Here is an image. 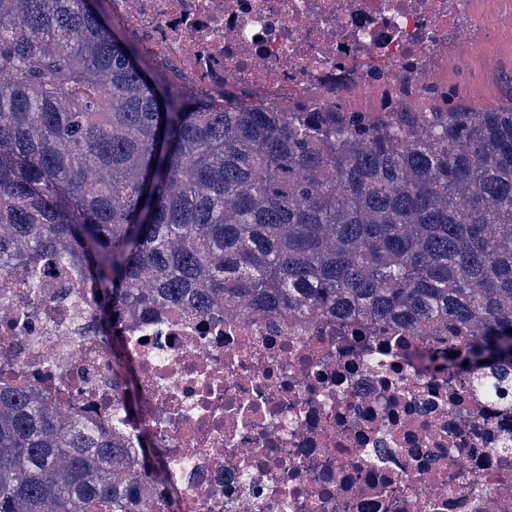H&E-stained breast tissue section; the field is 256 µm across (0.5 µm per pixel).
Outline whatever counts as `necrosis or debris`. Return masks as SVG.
<instances>
[{
    "mask_svg": "<svg viewBox=\"0 0 512 512\" xmlns=\"http://www.w3.org/2000/svg\"><path fill=\"white\" fill-rule=\"evenodd\" d=\"M474 0H109L154 59L188 67L223 103L225 86L321 106L391 95L421 110L449 43L479 55ZM74 267L38 262L0 276L6 382L92 429L115 422L116 365ZM147 404L129 447L150 433L165 459L195 457L179 512H512V405L463 375L409 368L435 333L375 332L251 311L178 306L126 314L121 331Z\"/></svg>",
    "mask_w": 512,
    "mask_h": 512,
    "instance_id": "obj_1",
    "label": "necrosis or debris"
}]
</instances>
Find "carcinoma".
Segmentation results:
<instances>
[{"instance_id": "obj_1", "label": "carcinoma", "mask_w": 512, "mask_h": 512, "mask_svg": "<svg viewBox=\"0 0 512 512\" xmlns=\"http://www.w3.org/2000/svg\"><path fill=\"white\" fill-rule=\"evenodd\" d=\"M94 0H0V274L82 270L115 361L130 308L439 323L420 352L503 398L512 366V98L459 85L421 112L241 90L224 104L146 77ZM120 429L145 401L117 375ZM33 389L0 386V512H161L193 459L159 463Z\"/></svg>"}]
</instances>
